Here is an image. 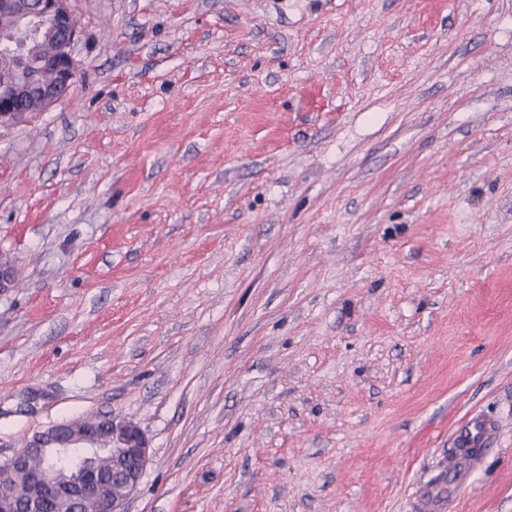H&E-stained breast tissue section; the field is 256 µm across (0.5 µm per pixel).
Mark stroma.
I'll list each match as a JSON object with an SVG mask.
<instances>
[{"mask_svg": "<svg viewBox=\"0 0 512 512\" xmlns=\"http://www.w3.org/2000/svg\"><path fill=\"white\" fill-rule=\"evenodd\" d=\"M0 128V452L112 414L127 512H512V0H72ZM491 426L480 419H472L464 431L463 436L457 443L454 464L451 467L453 474H456V486L466 482L469 473L478 459V453L486 444Z\"/></svg>", "mask_w": 512, "mask_h": 512, "instance_id": "obj_1", "label": "stroma"}]
</instances>
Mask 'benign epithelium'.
I'll use <instances>...</instances> for the list:
<instances>
[{
  "mask_svg": "<svg viewBox=\"0 0 512 512\" xmlns=\"http://www.w3.org/2000/svg\"><path fill=\"white\" fill-rule=\"evenodd\" d=\"M79 22L69 0H0V40L12 53L0 69L15 71L13 84L0 86V126L26 120L27 101L46 112L61 101L78 78L74 45ZM117 454L115 476H105L99 460ZM150 462L148 440L139 425L112 415L78 417L54 424L25 439L0 469L20 480L21 494L0 491V512H60L93 506L96 512H125Z\"/></svg>",
  "mask_w": 512,
  "mask_h": 512,
  "instance_id": "obj_1",
  "label": "benign epithelium"
}]
</instances>
